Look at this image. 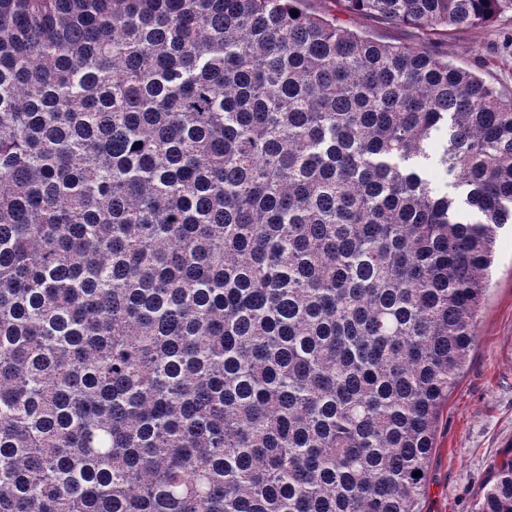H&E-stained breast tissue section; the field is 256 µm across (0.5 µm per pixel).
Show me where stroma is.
Returning a JSON list of instances; mask_svg holds the SVG:
<instances>
[{"mask_svg":"<svg viewBox=\"0 0 512 512\" xmlns=\"http://www.w3.org/2000/svg\"><path fill=\"white\" fill-rule=\"evenodd\" d=\"M303 9L393 45L424 46L512 96V12L492 24L444 35L346 13L341 0H303ZM512 450V226L498 236L477 343L444 408L423 512H472L494 465Z\"/></svg>","mask_w":512,"mask_h":512,"instance_id":"1","label":"stroma"}]
</instances>
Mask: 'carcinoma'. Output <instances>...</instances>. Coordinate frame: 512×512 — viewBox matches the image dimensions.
<instances>
[{"instance_id":"cac0c4a2","label":"carcinoma","mask_w":512,"mask_h":512,"mask_svg":"<svg viewBox=\"0 0 512 512\" xmlns=\"http://www.w3.org/2000/svg\"><path fill=\"white\" fill-rule=\"evenodd\" d=\"M298 2L0 0V512H422L512 97Z\"/></svg>"}]
</instances>
